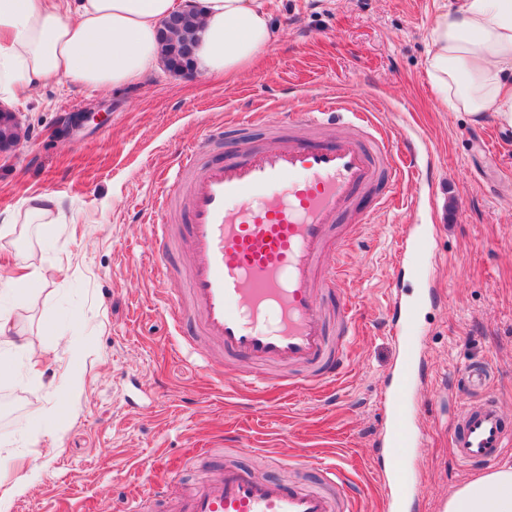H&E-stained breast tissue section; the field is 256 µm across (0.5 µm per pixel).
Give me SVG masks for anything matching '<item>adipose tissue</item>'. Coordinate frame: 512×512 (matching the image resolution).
<instances>
[{
    "label": "adipose tissue",
    "instance_id": "adipose-tissue-1",
    "mask_svg": "<svg viewBox=\"0 0 512 512\" xmlns=\"http://www.w3.org/2000/svg\"><path fill=\"white\" fill-rule=\"evenodd\" d=\"M195 11L194 72L232 77L255 63L279 32L265 0H0V102L66 79L94 88L146 80L161 60L159 30ZM426 74L436 100L479 124L512 127V0H456L431 27ZM49 193L0 219V239L21 224H55ZM446 512H512V465L462 484Z\"/></svg>",
    "mask_w": 512,
    "mask_h": 512
}]
</instances>
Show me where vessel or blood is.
Here are the masks:
<instances>
[{
	"instance_id": "b4317fda",
	"label": "vessel or blood",
	"mask_w": 512,
	"mask_h": 512,
	"mask_svg": "<svg viewBox=\"0 0 512 512\" xmlns=\"http://www.w3.org/2000/svg\"><path fill=\"white\" fill-rule=\"evenodd\" d=\"M335 110V103L325 102L310 112L253 115L276 136L266 146L246 145L216 161L206 153L222 131L209 129L161 173L149 207V232L162 247L172 238V207L188 212L186 295L167 289L177 276L174 267L164 261L155 267L167 290L166 318L176 328L194 320L196 335L182 345L202 366L222 368L202 345L205 337L220 342L226 358L257 365V373L239 377L246 389L307 394L335 387L360 333L345 259L372 215L399 206L400 186L416 166L412 141L398 143L365 112L351 113L343 134L324 138L321 130L332 124ZM300 125L307 134H297ZM344 216L354 225L340 236L336 226ZM330 289L339 295L332 336L317 304L318 293ZM464 380L475 395L489 387L491 375L486 366L471 365ZM407 416V410H390L386 444L403 445ZM449 442L461 463L475 466L500 458L512 446V431L496 400L474 399L461 405ZM199 457L206 480L177 498L170 484L151 482L142 498L164 502L171 512H355L356 499L337 465L322 466L316 486L260 477L208 448ZM379 480L388 512H410L399 477L383 474Z\"/></svg>"
}]
</instances>
